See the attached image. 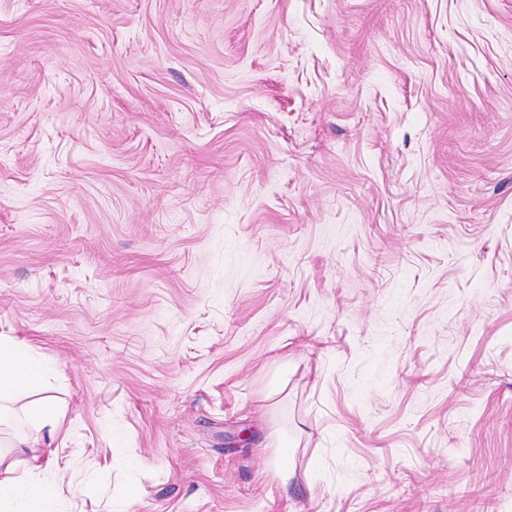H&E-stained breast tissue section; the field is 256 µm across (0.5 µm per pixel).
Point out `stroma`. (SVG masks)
<instances>
[{
	"instance_id": "obj_1",
	"label": "stroma",
	"mask_w": 512,
	"mask_h": 512,
	"mask_svg": "<svg viewBox=\"0 0 512 512\" xmlns=\"http://www.w3.org/2000/svg\"><path fill=\"white\" fill-rule=\"evenodd\" d=\"M0 333L59 512H512V0H0Z\"/></svg>"
}]
</instances>
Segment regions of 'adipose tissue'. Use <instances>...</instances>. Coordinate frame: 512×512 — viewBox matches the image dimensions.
Segmentation results:
<instances>
[{"instance_id":"obj_1","label":"adipose tissue","mask_w":512,"mask_h":512,"mask_svg":"<svg viewBox=\"0 0 512 512\" xmlns=\"http://www.w3.org/2000/svg\"><path fill=\"white\" fill-rule=\"evenodd\" d=\"M46 367L32 347L0 334V413L17 406L43 434L24 457L0 451V512H55L53 484L45 474L57 459L68 429L63 411L42 397Z\"/></svg>"}]
</instances>
